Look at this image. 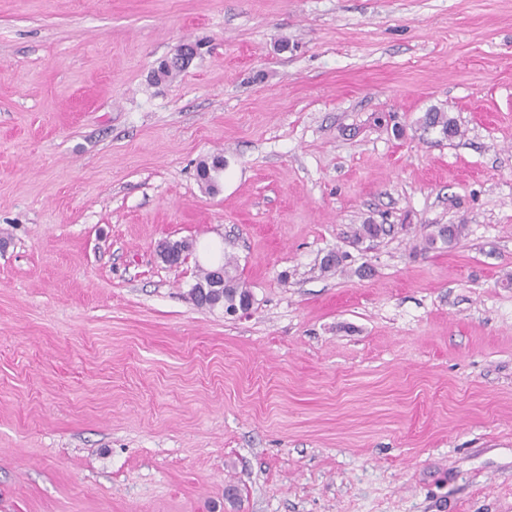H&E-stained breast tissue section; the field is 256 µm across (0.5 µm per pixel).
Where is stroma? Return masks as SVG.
<instances>
[{
    "label": "stroma",
    "mask_w": 512,
    "mask_h": 512,
    "mask_svg": "<svg viewBox=\"0 0 512 512\" xmlns=\"http://www.w3.org/2000/svg\"><path fill=\"white\" fill-rule=\"evenodd\" d=\"M0 512H512V0H0ZM421 123L426 130L437 131L439 135L446 139L462 135L456 119L446 112H426L421 118ZM433 227L434 229L425 238L426 244L431 247L438 242L445 246L451 245L463 235L466 229L462 224H437ZM232 261L227 259L224 261V280L222 284L212 288L216 282V270H204L201 277L196 281L189 291L190 299L199 307H207L209 309L216 306H223L225 310L237 306L231 314L235 316L240 314L246 315L252 308V303H241L252 301L253 294L244 283L238 278L231 275L230 269Z\"/></svg>",
    "instance_id": "obj_1"
}]
</instances>
